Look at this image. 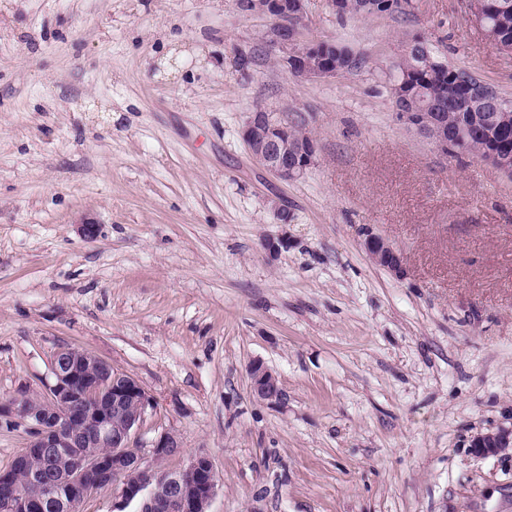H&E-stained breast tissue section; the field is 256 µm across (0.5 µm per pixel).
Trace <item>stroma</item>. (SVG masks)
Here are the masks:
<instances>
[{
	"label": "stroma",
	"mask_w": 512,
	"mask_h": 512,
	"mask_svg": "<svg viewBox=\"0 0 512 512\" xmlns=\"http://www.w3.org/2000/svg\"><path fill=\"white\" fill-rule=\"evenodd\" d=\"M424 3L308 0L306 40L366 59L308 80L237 0H0V400L44 395L67 345L148 393L139 446L183 444L164 467L208 457V512H512V456L470 449L512 425V177L438 151L383 87L416 33L509 97L512 54L466 0ZM259 106L311 133L304 178L249 156ZM256 361L284 401L253 396ZM400 1H411L410 5L414 8H418L420 6V2H412L419 0H393V2L397 4V9L385 13L386 11L381 7V4L384 2L383 0H343V12H339L338 15L340 17L349 16L356 19H367L384 15H403L406 17L416 15L413 10L405 11L401 9L399 4ZM393 2H384L383 7L391 9L393 7ZM365 248L372 262L390 272L403 273V258L384 238L368 235L365 239Z\"/></svg>",
	"instance_id": "1"
}]
</instances>
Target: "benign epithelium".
Here are the masks:
<instances>
[{
	"mask_svg": "<svg viewBox=\"0 0 512 512\" xmlns=\"http://www.w3.org/2000/svg\"><path fill=\"white\" fill-rule=\"evenodd\" d=\"M255 9L249 15L272 17L269 46L276 58L293 75L310 79H328L338 75L336 59L319 43L301 36L308 17V0H252ZM406 125L429 140L441 152L448 151V135L425 130L410 115ZM242 140L253 161L282 181L302 178L315 164V141L296 143L288 137V119L262 107L249 113L241 129ZM365 248L372 262L394 274L403 273V258L384 238L369 235ZM52 382L47 385L44 409L27 412L24 403L29 394L20 391L0 402V418L9 425H23L29 434L27 447L17 456V464L36 456L45 461L69 448H104L96 457L74 453L64 472L45 468L29 472L20 484L13 468L0 470V485L12 488L10 497L0 500V512H44L51 504L64 512H78L85 478L93 473L99 481L112 485L122 504L137 503L136 512H207L220 479L209 459L193 457L187 466L175 470L158 469L145 461L135 444L150 396L132 376L112 369L108 362L70 347H58L51 359ZM253 396L276 404L285 398L278 375L261 362L250 366ZM182 444L171 432L160 433L151 443L152 458L163 460L179 452ZM478 456L512 453V428L481 432L470 442Z\"/></svg>",
	"mask_w": 512,
	"mask_h": 512,
	"instance_id": "obj_1",
	"label": "benign epithelium"
}]
</instances>
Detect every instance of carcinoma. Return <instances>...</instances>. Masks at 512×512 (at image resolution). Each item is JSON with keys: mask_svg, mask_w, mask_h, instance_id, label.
Segmentation results:
<instances>
[{"mask_svg": "<svg viewBox=\"0 0 512 512\" xmlns=\"http://www.w3.org/2000/svg\"><path fill=\"white\" fill-rule=\"evenodd\" d=\"M383 0H343L340 16L356 19L414 15V11L397 8L385 12ZM485 18V31L493 45L512 44V0H481ZM323 45L336 53V66L344 74H352L365 67V59L349 49L333 42ZM405 82L407 97L393 106L396 117L407 111L421 113L422 119L448 124V156L482 158L492 148H503V158L512 164V97L501 95L486 84L487 93L496 100L492 104L473 96L472 85L479 83L469 71L459 68L445 59L437 50L429 47L417 53L403 55L390 69L388 86Z\"/></svg>", "mask_w": 512, "mask_h": 512, "instance_id": "cac0c4a2", "label": "carcinoma"}]
</instances>
